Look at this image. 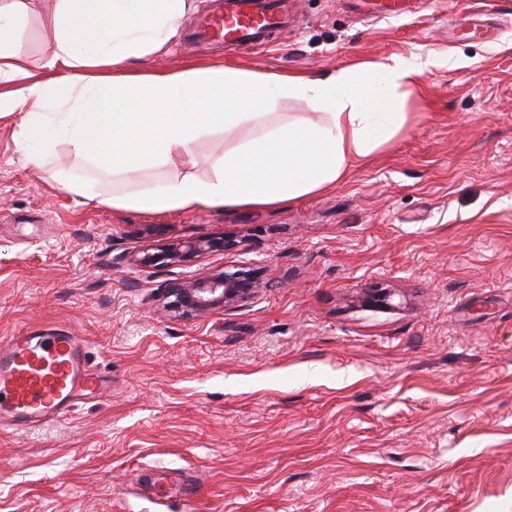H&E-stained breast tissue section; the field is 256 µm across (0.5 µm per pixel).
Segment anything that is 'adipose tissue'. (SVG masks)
Instances as JSON below:
<instances>
[{"label": "adipose tissue", "instance_id": "adipose-tissue-1", "mask_svg": "<svg viewBox=\"0 0 512 512\" xmlns=\"http://www.w3.org/2000/svg\"><path fill=\"white\" fill-rule=\"evenodd\" d=\"M40 0H0V117L15 115L44 162L56 142L125 182L116 208L177 213L265 208L336 187L356 162L389 146L429 61L363 60L326 78L240 68L136 72L177 35L187 0H55L39 73L19 34ZM302 103L280 112L279 100ZM232 144L199 174L198 144ZM164 171L162 179L146 175Z\"/></svg>", "mask_w": 512, "mask_h": 512}]
</instances>
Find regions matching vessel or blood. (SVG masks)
<instances>
[{"label": "vessel or blood", "instance_id": "vessel-or-blood-1", "mask_svg": "<svg viewBox=\"0 0 512 512\" xmlns=\"http://www.w3.org/2000/svg\"><path fill=\"white\" fill-rule=\"evenodd\" d=\"M288 0H227L205 33L237 43L256 40L288 17ZM109 379L87 364L69 331L41 335L22 327L0 346V429L20 430L66 418L78 400L103 394Z\"/></svg>", "mask_w": 512, "mask_h": 512}]
</instances>
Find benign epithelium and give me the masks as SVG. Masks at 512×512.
<instances>
[{"mask_svg": "<svg viewBox=\"0 0 512 512\" xmlns=\"http://www.w3.org/2000/svg\"><path fill=\"white\" fill-rule=\"evenodd\" d=\"M232 246L224 238L173 242L157 253L146 252L138 259L142 265H176L204 253L223 251ZM263 288L259 273L250 270L208 271L193 278L169 280L164 288L166 307L188 317H199L245 301Z\"/></svg>", "mask_w": 512, "mask_h": 512, "instance_id": "obj_1", "label": "benign epithelium"}]
</instances>
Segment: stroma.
<instances>
[{
    "label": "stroma",
    "instance_id": "35a3bbf8",
    "mask_svg": "<svg viewBox=\"0 0 512 512\" xmlns=\"http://www.w3.org/2000/svg\"><path fill=\"white\" fill-rule=\"evenodd\" d=\"M268 44L202 36L192 0L145 70L329 74L431 59L405 132L335 188L266 209L145 214L68 143L29 161L0 118V341L85 342L111 381L68 419L0 433V512H512V0H293ZM65 168L103 201L70 191ZM186 265L143 251L200 238ZM257 269L265 286L184 318L170 279ZM392 295L371 305V289ZM193 481L160 499L153 478ZM232 243L224 238L199 239L188 242H173L163 247L157 253L146 251L138 262L142 265H176L191 261L192 258L213 251H224Z\"/></svg>",
    "mask_w": 512,
    "mask_h": 512
}]
</instances>
